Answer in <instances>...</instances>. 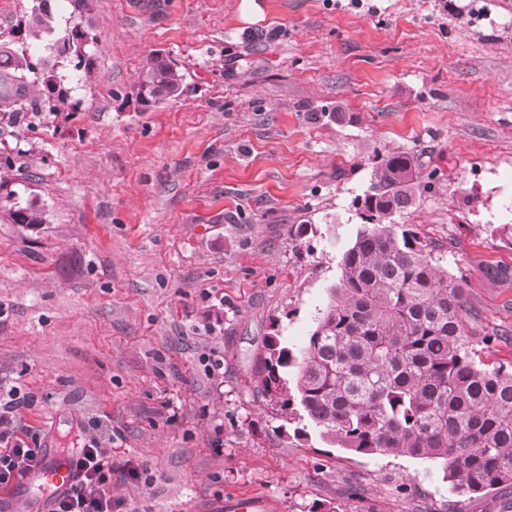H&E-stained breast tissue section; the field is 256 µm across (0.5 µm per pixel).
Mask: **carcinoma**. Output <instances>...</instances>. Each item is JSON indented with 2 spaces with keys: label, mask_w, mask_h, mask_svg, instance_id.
<instances>
[{
  "label": "carcinoma",
  "mask_w": 512,
  "mask_h": 512,
  "mask_svg": "<svg viewBox=\"0 0 512 512\" xmlns=\"http://www.w3.org/2000/svg\"><path fill=\"white\" fill-rule=\"evenodd\" d=\"M92 0H31L27 29L38 45L0 36V122L31 126L82 111V76L97 42L85 24ZM140 111L184 91V74L153 58L135 85ZM418 160L383 158L361 199L364 228L342 251L332 300L299 352L266 339L259 393L289 408L297 399L323 436L354 454L437 464L459 494L512 486V368L475 361L464 287L435 259L436 247L394 216L413 203ZM0 175L3 214L42 224L31 193Z\"/></svg>",
  "instance_id": "carcinoma-1"
}]
</instances>
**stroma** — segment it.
Here are the masks:
<instances>
[{
	"label": "stroma",
	"instance_id": "1",
	"mask_svg": "<svg viewBox=\"0 0 512 512\" xmlns=\"http://www.w3.org/2000/svg\"><path fill=\"white\" fill-rule=\"evenodd\" d=\"M88 23L82 112L0 128L46 217L0 219L21 433L131 461L123 512H512V488L468 498L431 462L339 448L255 378L267 336L307 344L397 154L421 166L395 223L465 283L477 361L512 365V0H93ZM157 54L185 89L140 112Z\"/></svg>",
	"mask_w": 512,
	"mask_h": 512
}]
</instances>
